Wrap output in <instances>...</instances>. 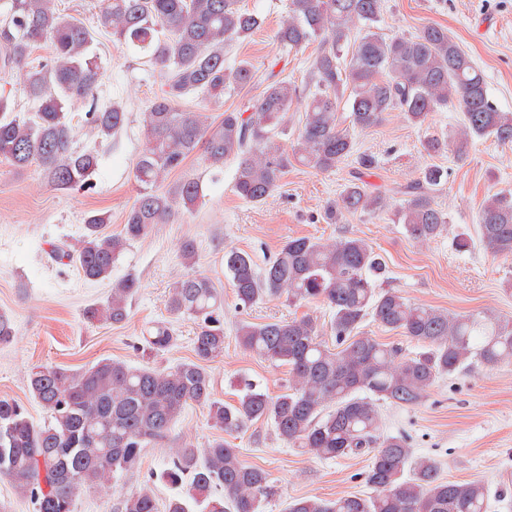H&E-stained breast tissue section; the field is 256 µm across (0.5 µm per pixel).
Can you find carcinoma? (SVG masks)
Listing matches in <instances>:
<instances>
[{
	"instance_id": "cac0c4a2",
	"label": "carcinoma",
	"mask_w": 512,
	"mask_h": 512,
	"mask_svg": "<svg viewBox=\"0 0 512 512\" xmlns=\"http://www.w3.org/2000/svg\"><path fill=\"white\" fill-rule=\"evenodd\" d=\"M239 2L105 0L99 27L112 41L139 49L166 74V84L144 113L145 144L135 168L139 192L120 233H105L109 217L92 213L84 217L77 242L60 239L52 246L53 258L68 260L84 279L112 282L105 303L83 310L88 322L127 320L139 281L131 273L114 280L112 272L131 242L198 206L203 189L197 178L159 189L160 179L198 150L214 168L234 161L237 196L259 204L280 188L292 162L335 169L355 155L349 128L366 132L391 112L421 127L433 112L461 110L462 125L452 142L423 141L429 155L449 150L464 162L476 139L512 144V113L489 98L482 70L448 30L427 24L411 35L382 37L373 28L383 0H288L276 40L290 51L317 45L305 84L269 75L247 116L226 110L209 122L203 113L182 108L180 100L189 94L216 105L224 102V91L254 83L249 62L224 66V47L261 26L260 17ZM5 4L0 62L24 72L31 110L17 113L10 97L0 94V160L18 170L40 162L58 190L89 187L99 154L74 149L68 106L83 103L86 123L103 140L127 121L121 105H105L97 96L102 71L89 56L94 35L56 8L55 0ZM354 30L362 35L343 64L342 47ZM40 44L50 48L42 59L33 57ZM300 104L304 115L289 152L278 138L288 127V113ZM345 112L347 128L341 121ZM442 177L440 169L429 167L405 187L409 199L398 210V221L416 242L434 240L446 229L448 215L433 200ZM384 207V196L357 177L327 207L326 218L335 224L345 214ZM478 230L491 253L512 258V194L494 193L484 200ZM224 268L244 309L281 298L290 305L325 304L330 311L325 328L336 338V348L323 343L325 328L309 316L240 322V346L288 367V380L275 397L245 380L242 395L226 404L215 398L207 369L224 356L223 297L207 276L182 278L165 308L172 317L194 320L193 358L162 369L112 358L80 371L35 366L28 389L48 415L42 424L34 423L18 401L0 398V477L15 483L34 512H73L81 491L102 490L117 476L139 472L145 450L169 439L192 404L207 408L224 436L205 448H177L160 472L151 473L152 481L187 487V496L170 498L165 512H190L199 502L206 503V512H264L270 474L244 464L240 449L226 440L259 420L270 424L281 441L316 458L369 457L362 473L369 493L296 498L285 512H487V485L440 477L439 462L415 455L408 435L385 433L381 407L418 406L441 379L512 363V320L481 312L451 315L381 287L384 264L363 238L331 243L290 238L260 270L251 254L227 248ZM369 318L407 337L420 351L406 353L361 332ZM144 341L145 354L168 349L173 336L167 322H157ZM112 512H158L152 487L122 496Z\"/></svg>"
}]
</instances>
